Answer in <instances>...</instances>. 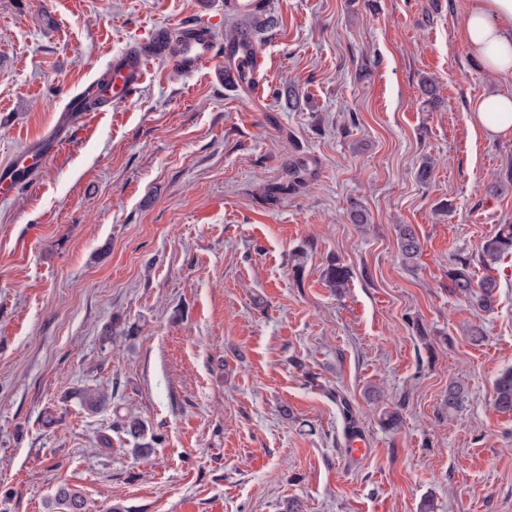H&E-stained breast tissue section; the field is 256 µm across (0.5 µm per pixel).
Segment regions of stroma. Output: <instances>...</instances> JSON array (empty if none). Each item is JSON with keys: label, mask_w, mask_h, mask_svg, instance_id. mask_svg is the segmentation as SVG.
Here are the masks:
<instances>
[{"label": "stroma", "mask_w": 512, "mask_h": 512, "mask_svg": "<svg viewBox=\"0 0 512 512\" xmlns=\"http://www.w3.org/2000/svg\"><path fill=\"white\" fill-rule=\"evenodd\" d=\"M466 2L269 0L260 99L212 68L154 65L0 200V512H48L61 484L89 512H512V412L493 405L512 367V254L477 260L512 224V137L468 110L512 81L470 57ZM193 20L219 44L237 23L224 0H0V160L113 56ZM356 204L366 228L345 218ZM398 224L421 243L410 271ZM459 254L497 281L492 310L452 293ZM333 259L352 271L338 297ZM115 318L128 336L107 348ZM96 387L112 398L91 414L78 394ZM117 413L160 435L148 458Z\"/></svg>", "instance_id": "35a3bbf8"}]
</instances>
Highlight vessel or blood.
I'll return each mask as SVG.
<instances>
[{
    "label": "vessel or blood",
    "mask_w": 512,
    "mask_h": 512,
    "mask_svg": "<svg viewBox=\"0 0 512 512\" xmlns=\"http://www.w3.org/2000/svg\"><path fill=\"white\" fill-rule=\"evenodd\" d=\"M218 59L222 60L225 71L236 79L238 85L261 91L262 59L254 41L241 40L220 48L206 24L188 22L175 34L162 28L155 29L148 53L130 52L113 58L107 97L113 108L126 104L139 90L154 64L166 63L182 73L191 74L211 67ZM84 110V97H72L49 133L27 142L10 163L0 167V199L11 198L34 177L43 162L64 141Z\"/></svg>",
    "instance_id": "b4317fda"
}]
</instances>
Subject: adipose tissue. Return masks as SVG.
Returning <instances> with one entry per match:
<instances>
[{"instance_id":"ef3b65f1","label":"adipose tissue","mask_w":512,"mask_h":512,"mask_svg":"<svg viewBox=\"0 0 512 512\" xmlns=\"http://www.w3.org/2000/svg\"><path fill=\"white\" fill-rule=\"evenodd\" d=\"M459 30L469 54L499 78H512V0H470ZM473 122L492 136L512 135V94L470 100Z\"/></svg>"}]
</instances>
